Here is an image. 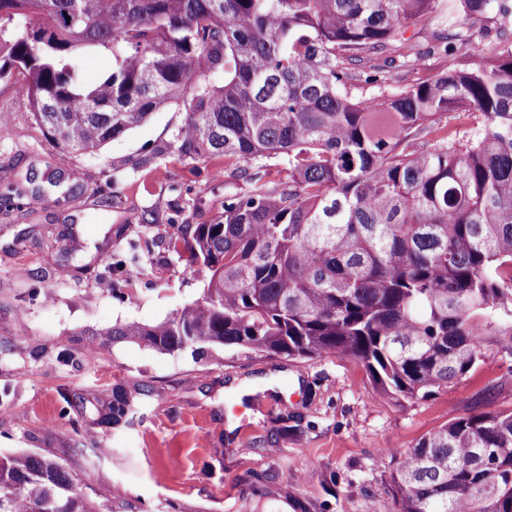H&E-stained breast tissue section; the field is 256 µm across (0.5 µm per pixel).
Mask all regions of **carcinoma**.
I'll return each instance as SVG.
<instances>
[{"label":"carcinoma","instance_id":"carcinoma-1","mask_svg":"<svg viewBox=\"0 0 512 512\" xmlns=\"http://www.w3.org/2000/svg\"><path fill=\"white\" fill-rule=\"evenodd\" d=\"M33 29L5 35L1 20ZM481 19L487 51L460 53ZM426 20L449 56L430 81L355 99L349 65ZM112 70L93 82L83 59ZM66 161L172 103L183 156L255 163L251 189L181 224L169 248L208 271L202 296L97 345L161 353L232 347L344 353L378 395L424 398L472 372L486 344L512 354V0H0V79ZM224 77L218 85L211 81ZM454 112L466 134L423 148ZM285 165L277 192L257 161ZM140 404L116 386L99 423ZM398 512H512V411L453 418L401 454ZM0 512H100L77 474L37 452L0 454ZM112 68V56L108 51L102 50L87 57L84 61V73L88 78H95L107 74Z\"/></svg>","mask_w":512,"mask_h":512}]
</instances>
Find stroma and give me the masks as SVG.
I'll return each mask as SVG.
<instances>
[{"mask_svg":"<svg viewBox=\"0 0 512 512\" xmlns=\"http://www.w3.org/2000/svg\"><path fill=\"white\" fill-rule=\"evenodd\" d=\"M428 26L375 56L392 95L448 63ZM0 451L55 456L102 512H397L399 453L478 409L512 411V357L488 344L474 372L426 398L377 396L353 358L264 357L233 348L164 354L131 342L94 347L118 323H156L200 298L168 247L173 226L208 221L225 192L243 193V161L180 152L181 106L97 153L60 164L13 80L0 81ZM62 175L61 198L49 179ZM65 235L71 256L46 247ZM142 274L127 280L125 268ZM140 389V411L98 425L113 386Z\"/></svg>","mask_w":512,"mask_h":512,"instance_id":"1","label":"stroma"}]
</instances>
